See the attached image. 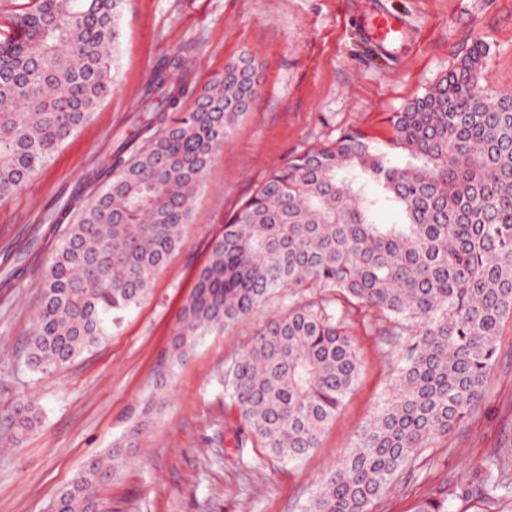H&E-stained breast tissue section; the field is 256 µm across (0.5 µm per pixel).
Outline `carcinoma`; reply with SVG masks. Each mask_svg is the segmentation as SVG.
<instances>
[{
    "label": "carcinoma",
    "instance_id": "1",
    "mask_svg": "<svg viewBox=\"0 0 512 512\" xmlns=\"http://www.w3.org/2000/svg\"><path fill=\"white\" fill-rule=\"evenodd\" d=\"M123 0H27L0 40V199L19 193L112 93ZM487 48L476 41L448 72L391 117L383 150L343 132L274 170L224 222L211 244L161 358L147 417L162 400L165 369L215 329L261 318L233 362L224 398L243 426L239 457L258 444L281 461L319 446L361 372L350 334L358 321L403 338L387 400L318 482L305 512H370L430 439L446 435L483 400L501 322L512 317V93L480 84ZM259 67L243 54L202 87L171 58L146 84L143 132L150 149L122 144L87 176L102 182L83 201L76 188L49 208L58 224L77 212L45 273L27 364L49 374L103 341L144 300L177 249L205 173L253 106ZM194 107L181 111L184 98ZM400 150L408 165L391 163ZM395 209L400 224L375 215ZM297 290L262 316L266 300ZM39 421L17 410L14 435ZM130 432L87 462L55 498L56 512H100L97 487L112 479ZM512 493L495 454L479 492ZM453 495L417 512H453Z\"/></svg>",
    "mask_w": 512,
    "mask_h": 512
}]
</instances>
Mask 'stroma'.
<instances>
[{
	"mask_svg": "<svg viewBox=\"0 0 512 512\" xmlns=\"http://www.w3.org/2000/svg\"><path fill=\"white\" fill-rule=\"evenodd\" d=\"M373 5L403 18L398 52L372 49ZM120 28L112 94L21 193L0 201V282L11 270L10 255L32 232L41 234L22 255L14 287L0 285V429L20 406L41 415L19 443L0 447V512H46L90 459L138 423L157 360L225 216L273 168L350 129L386 144L390 114L477 40L488 48L483 84L512 92V0H124ZM243 53L261 71L255 106L208 168L191 221L150 295L96 349L57 372L33 371L27 339L45 270L66 231L41 222L45 205L77 186L85 199L95 197L99 186L87 176L109 160L116 140L128 139L134 152L148 146L138 131L141 98L170 58L179 57L198 85ZM256 326L250 320L211 332L174 368L159 413L97 492L106 512H303L322 474L386 399L402 341L354 328L362 372L319 448L283 463L255 447L247 467L233 444L241 421L224 401V376ZM496 451L512 468V318L501 325L479 409L421 449L414 469L374 501L372 512H416L443 491L453 493L454 512H512V497L476 491L482 463Z\"/></svg>",
	"mask_w": 512,
	"mask_h": 512,
	"instance_id": "35a3bbf8",
	"label": "stroma"
}]
</instances>
